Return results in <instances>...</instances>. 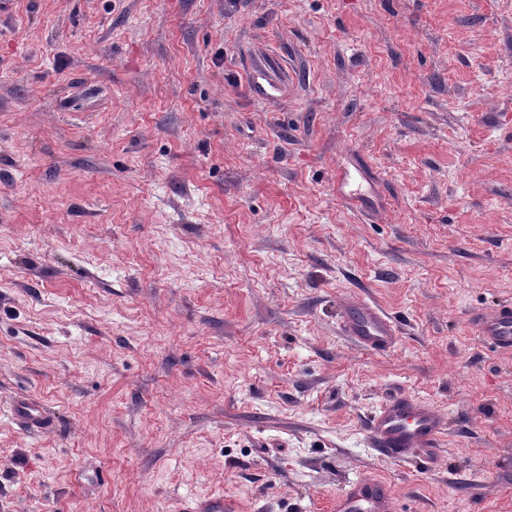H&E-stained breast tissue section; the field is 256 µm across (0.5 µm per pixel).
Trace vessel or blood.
<instances>
[{
	"mask_svg": "<svg viewBox=\"0 0 512 512\" xmlns=\"http://www.w3.org/2000/svg\"><path fill=\"white\" fill-rule=\"evenodd\" d=\"M253 101H276L274 86L262 75L249 78ZM345 333L367 351L383 354L395 344L396 331L377 307L358 302L349 306L342 319ZM474 332L483 342L502 349H512V303L500 305L492 313L478 318ZM13 416L29 431L48 428L49 415L34 402L13 407ZM445 417L430 404L401 395L386 401L367 424L372 445L382 460L394 463L433 452L445 431ZM334 512H392L388 487L379 481H366L337 496Z\"/></svg>",
	"mask_w": 512,
	"mask_h": 512,
	"instance_id": "1",
	"label": "vessel or blood"
}]
</instances>
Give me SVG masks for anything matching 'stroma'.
<instances>
[{"label":"stroma","instance_id":"obj_1","mask_svg":"<svg viewBox=\"0 0 512 512\" xmlns=\"http://www.w3.org/2000/svg\"><path fill=\"white\" fill-rule=\"evenodd\" d=\"M364 300L389 353L342 331ZM508 301L512 0L0 16V512H328L366 476L394 512H512V350L469 324ZM401 393L446 431L386 464ZM249 95L259 103H271L277 100L274 86L261 74L253 73L249 77ZM13 416L25 424L29 431H41L50 425L49 414L34 402L18 403L13 406Z\"/></svg>","mask_w":512,"mask_h":512}]
</instances>
